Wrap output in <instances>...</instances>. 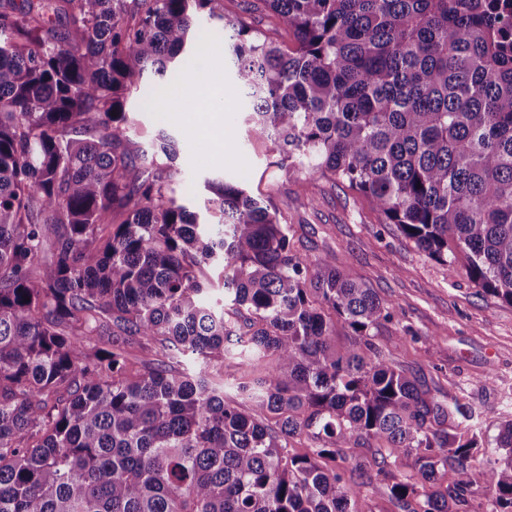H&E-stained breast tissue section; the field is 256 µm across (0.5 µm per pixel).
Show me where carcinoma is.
<instances>
[{
  "label": "carcinoma",
  "mask_w": 512,
  "mask_h": 512,
  "mask_svg": "<svg viewBox=\"0 0 512 512\" xmlns=\"http://www.w3.org/2000/svg\"><path fill=\"white\" fill-rule=\"evenodd\" d=\"M261 2L293 46L224 0H0V512H367L348 474L401 512H472L478 485L512 512V421L477 468L478 428L455 431L475 411L372 342L392 307L233 182L206 183L221 222H198L177 141L142 149L127 111L218 19L269 165L348 183L512 303V0ZM227 362L247 372L233 394ZM372 444L370 468L346 453Z\"/></svg>",
  "instance_id": "carcinoma-1"
}]
</instances>
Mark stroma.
I'll use <instances>...</instances> for the list:
<instances>
[{"label":"stroma","instance_id":"35a3bbf8","mask_svg":"<svg viewBox=\"0 0 512 512\" xmlns=\"http://www.w3.org/2000/svg\"><path fill=\"white\" fill-rule=\"evenodd\" d=\"M196 66L210 87L224 92V139L215 144L196 131L198 115L181 110V86L145 75L127 103L135 114L131 137L150 148L158 130L178 142L182 160L175 185L179 203L204 214L205 180L231 178L284 212L296 250L332 256L394 307V319L373 341L423 382L440 402L459 400L481 415L479 462L495 458V439L512 420V304L479 294L464 258L446 264L415 248L395 225L384 223L370 200L345 184L269 166L272 144L249 138L242 103L224 62V34L214 31Z\"/></svg>","mask_w":512,"mask_h":512}]
</instances>
